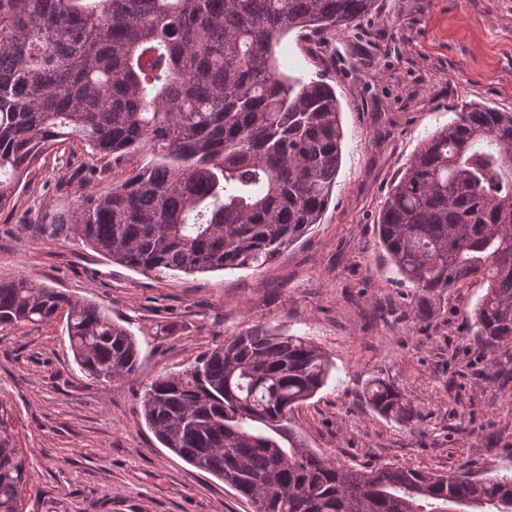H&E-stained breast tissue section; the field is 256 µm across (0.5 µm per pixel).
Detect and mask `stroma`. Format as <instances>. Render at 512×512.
<instances>
[{
	"label": "stroma",
	"mask_w": 512,
	"mask_h": 512,
	"mask_svg": "<svg viewBox=\"0 0 512 512\" xmlns=\"http://www.w3.org/2000/svg\"><path fill=\"white\" fill-rule=\"evenodd\" d=\"M379 2L355 28L281 43L282 72L335 87L342 159L321 222L259 270L158 279L42 232L84 189L107 190L149 162L145 151L101 175L73 143L81 177L46 158L0 212V275L110 305L139 350L134 376L103 383L80 372L64 317L0 335V399L31 472L25 512H252L157 441L139 398L156 376L255 325L307 337L333 363L294 412L310 448L353 467L512 476V344L490 351L469 330L483 288L448 289L415 319L418 292L377 234L394 180L430 134L466 103L512 111V0ZM374 379L404 391L415 428L371 410Z\"/></svg>",
	"instance_id": "obj_1"
}]
</instances>
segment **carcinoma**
<instances>
[{"mask_svg": "<svg viewBox=\"0 0 512 512\" xmlns=\"http://www.w3.org/2000/svg\"><path fill=\"white\" fill-rule=\"evenodd\" d=\"M378 0H0V211L29 170L72 140L113 170L152 160L59 213L52 234L164 278L259 269L320 223L341 164L335 88L279 70L277 48L357 25ZM383 249L430 295L486 287L471 318L483 345L512 343V112L462 106L428 136L378 218ZM67 308L89 377L137 371L134 336L102 303L22 275L0 276V331ZM328 355L303 336L243 330L183 372L153 380L141 413L187 463L224 480L253 512H512V477L387 465L353 468L307 447L294 409L323 388ZM385 419L418 418L407 396L365 389ZM0 400V512H24L27 462Z\"/></svg>", "mask_w": 512, "mask_h": 512, "instance_id": "cac0c4a2", "label": "carcinoma"}]
</instances>
